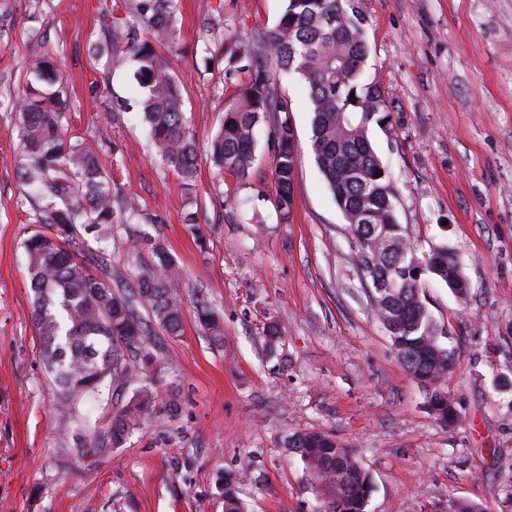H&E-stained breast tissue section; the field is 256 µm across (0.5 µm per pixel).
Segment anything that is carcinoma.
Segmentation results:
<instances>
[{
  "mask_svg": "<svg viewBox=\"0 0 512 512\" xmlns=\"http://www.w3.org/2000/svg\"><path fill=\"white\" fill-rule=\"evenodd\" d=\"M179 0H128L127 14L105 9L100 27L105 42L94 54L124 45L138 62L135 74L142 119L161 160L187 186L197 175L195 136L182 111V95L169 63L155 45L175 44ZM278 23L245 44H224L225 74L245 75L239 98L224 112L210 143V162L247 178L255 161L256 131L271 133L276 211L284 220L294 208L296 129L281 79L297 75L313 106L311 148L317 167L346 219L355 244L356 265L372 289H380L372 311L386 330L398 359L416 379L443 383L455 367L424 295L425 278L414 274L419 246L396 215L391 177L369 139V127L389 121L381 89L363 79L368 55L365 17L352 0H284ZM148 39H141L139 31ZM32 80L19 99L21 126L18 174L35 223L44 227L24 243L33 293L41 363L56 388L55 413L63 441L83 432L95 448H119L158 413L171 418L177 394L163 410L155 407L157 332L183 331V299L176 288L180 268L159 242L151 243V264L137 288L122 294L114 285L125 275L112 264L114 198L112 174L86 142L62 132L67 99L54 62L38 58ZM91 235L101 246L89 247ZM431 274L447 283L463 277L461 263L447 246L427 251ZM134 386L132 396L104 426L93 422L87 405L112 401L117 388ZM428 409L437 422L448 415L450 399L435 389ZM285 447L313 479L318 512H366L372 493L369 474L355 449L321 431L295 433ZM224 512H248L235 480L218 483Z\"/></svg>",
  "mask_w": 512,
  "mask_h": 512,
  "instance_id": "cac0c4a2",
  "label": "carcinoma"
}]
</instances>
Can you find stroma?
<instances>
[{
  "mask_svg": "<svg viewBox=\"0 0 512 512\" xmlns=\"http://www.w3.org/2000/svg\"><path fill=\"white\" fill-rule=\"evenodd\" d=\"M284 6L181 0L164 57L200 155L189 189L125 108L135 62L91 54L102 9L124 15V0H0V512H224L216 483L227 473L241 475L248 512H312L309 477L284 443L314 430L358 450L374 488L367 512H448L452 500L512 512V0L360 4L366 73L390 114L369 138L391 172L398 220L421 247L458 252L469 283L463 297L432 277L425 288L456 352L443 386L460 416L452 428L427 412L428 384L401 364L360 286L347 222L311 150L305 83L282 82L297 130L290 222L274 207L268 129L247 180L205 158L243 82L226 75L212 34L248 41ZM43 54L66 75L68 135L95 146L113 193L140 208V223L115 224L110 245L125 290L154 240L183 272L184 330L157 349L178 385L177 418L78 462L56 436V392L39 357L23 246L37 226L16 170V102ZM132 237L143 240L136 255ZM201 302L222 338L198 322ZM270 325L280 334L272 347Z\"/></svg>",
  "mask_w": 512,
  "mask_h": 512,
  "instance_id": "stroma-1",
  "label": "stroma"
}]
</instances>
